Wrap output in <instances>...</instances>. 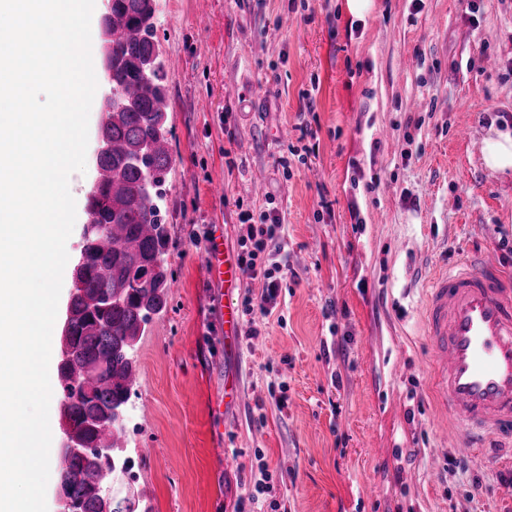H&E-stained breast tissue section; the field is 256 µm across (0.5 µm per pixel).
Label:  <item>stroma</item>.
<instances>
[{"mask_svg": "<svg viewBox=\"0 0 512 512\" xmlns=\"http://www.w3.org/2000/svg\"><path fill=\"white\" fill-rule=\"evenodd\" d=\"M374 3L352 24L342 0H155L162 56L180 61L174 287L135 347L133 468L112 482L134 512H512L498 456L436 463L448 413L422 324L435 267L490 250L512 271V175L481 153L490 123L512 126V0ZM96 147L76 176L62 310ZM271 206L277 305L228 350L197 234L222 227L238 250L242 211Z\"/></svg>", "mask_w": 512, "mask_h": 512, "instance_id": "stroma-1", "label": "stroma"}]
</instances>
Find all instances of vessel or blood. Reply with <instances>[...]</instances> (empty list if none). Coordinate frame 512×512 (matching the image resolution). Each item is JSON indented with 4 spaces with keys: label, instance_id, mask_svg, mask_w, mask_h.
<instances>
[{
    "label": "vessel or blood",
    "instance_id": "vessel-or-blood-1",
    "mask_svg": "<svg viewBox=\"0 0 512 512\" xmlns=\"http://www.w3.org/2000/svg\"><path fill=\"white\" fill-rule=\"evenodd\" d=\"M203 264L225 288L224 339L236 341L242 271L220 233L211 234ZM423 322L432 388L452 419L449 446L469 456L496 441L512 442V275L488 252L462 255L428 279Z\"/></svg>",
    "mask_w": 512,
    "mask_h": 512
}]
</instances>
